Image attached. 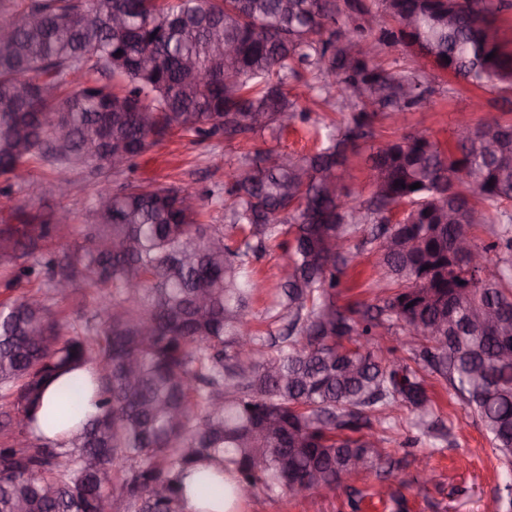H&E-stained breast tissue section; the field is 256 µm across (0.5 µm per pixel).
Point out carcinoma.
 <instances>
[{"instance_id": "1", "label": "carcinoma", "mask_w": 512, "mask_h": 512, "mask_svg": "<svg viewBox=\"0 0 512 512\" xmlns=\"http://www.w3.org/2000/svg\"><path fill=\"white\" fill-rule=\"evenodd\" d=\"M0 19V194L33 182L29 164L67 170L103 154L101 129L129 170L148 139L282 132L309 114L284 91L308 73L338 86L345 129L312 154L257 148L224 184L229 229L201 221L182 187L127 183L96 194L97 223L63 255L73 225L23 219L0 228L7 285L45 286L0 302V512H232L246 497L333 491L386 455L380 428L406 406L429 421L427 379L473 410L512 464V122L385 142L367 157L376 191H344L373 113L430 101L423 60L477 87L512 90V50L496 28L512 0H12ZM378 18L372 25L366 17ZM231 43L230 61L216 44ZM402 44L413 66L374 62ZM494 57L487 58V55ZM81 70L86 81L67 88ZM414 183L421 184L410 189ZM492 227L493 241L469 229ZM368 231L391 293L339 306L351 242ZM286 249L275 299L258 317L253 261ZM466 243L493 261L470 266ZM99 289L80 326L55 307L77 281ZM408 330L411 367L378 357L377 329ZM63 389L57 423L94 415L65 441L38 433L45 389ZM112 483H107V472Z\"/></svg>"}]
</instances>
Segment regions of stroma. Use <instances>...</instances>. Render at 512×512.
<instances>
[{
  "instance_id": "stroma-1",
  "label": "stroma",
  "mask_w": 512,
  "mask_h": 512,
  "mask_svg": "<svg viewBox=\"0 0 512 512\" xmlns=\"http://www.w3.org/2000/svg\"><path fill=\"white\" fill-rule=\"evenodd\" d=\"M428 74L435 89L431 103L400 112L393 119L382 112L375 118L373 137L362 141L360 154L346 174V182L355 196H369L372 173L365 157L381 141L423 135L450 143L455 118L462 112L472 113L478 121L491 116L512 121V91L477 89L434 68ZM287 89L290 98L309 111L308 123L296 124L277 135L266 131L205 140L175 131L155 140L135 170H115L107 165L74 167L70 174L71 191L64 199L52 187L53 162L36 160L31 167L37 188L14 190L12 204L26 215L40 218L68 208L74 217V229L79 232L95 221L91 204L102 185L115 188L133 179H146L191 188L205 200L206 221L226 223L224 207L215 203L214 198L223 194L225 183L245 155L258 147L309 152L315 145L312 128L325 132L340 128L350 117L349 109L324 101L306 82L288 84ZM382 296L383 284L372 246L353 248L347 271L336 290L337 304L375 305ZM428 393L433 416L444 420L450 435L431 437L418 428L416 412L406 407L395 409L392 427L385 433L387 451L395 462L391 476H384L379 468H369L344 480L335 494L315 492L304 499L282 498L266 502L259 510L244 500L238 512H506L512 505V469L495 457L478 417L464 408L442 379L430 378ZM423 458L435 467V482H422L417 465ZM385 484L398 490L402 502L376 497V490Z\"/></svg>"
}]
</instances>
